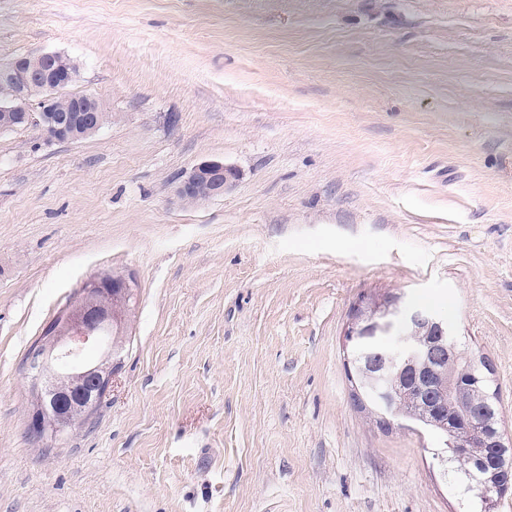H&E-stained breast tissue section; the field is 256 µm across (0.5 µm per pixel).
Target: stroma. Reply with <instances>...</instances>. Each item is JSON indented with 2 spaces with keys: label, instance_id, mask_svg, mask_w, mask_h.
<instances>
[{
  "label": "stroma",
  "instance_id": "1",
  "mask_svg": "<svg viewBox=\"0 0 512 512\" xmlns=\"http://www.w3.org/2000/svg\"><path fill=\"white\" fill-rule=\"evenodd\" d=\"M53 51L112 119L0 133V512H475L355 409L343 332L431 300L512 437V0H0V59ZM211 159L235 186L181 204ZM107 272L127 347L45 451L23 360ZM108 281L104 280L102 277L97 279H93L86 283L82 288V294L90 299H93L98 293L104 291L106 288H112V297L113 300L118 299H127L132 294L131 285L132 280L126 276H112V286H107L105 288H101L104 283Z\"/></svg>",
  "mask_w": 512,
  "mask_h": 512
}]
</instances>
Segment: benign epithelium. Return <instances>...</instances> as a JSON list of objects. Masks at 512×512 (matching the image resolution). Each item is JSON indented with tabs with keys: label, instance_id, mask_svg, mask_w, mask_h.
Instances as JSON below:
<instances>
[{
	"label": "benign epithelium",
	"instance_id": "1",
	"mask_svg": "<svg viewBox=\"0 0 512 512\" xmlns=\"http://www.w3.org/2000/svg\"><path fill=\"white\" fill-rule=\"evenodd\" d=\"M77 78V67L70 58L58 52H44L37 56H16L0 62V88L8 96L0 98V132L19 129L25 123L41 127L49 143L71 142L80 136L91 135L101 127L102 107L87 95H70L64 90ZM62 99L71 101L72 107L61 108ZM238 179L237 171L220 160H207L195 165L182 179L176 189L179 201L194 204L221 196L231 189ZM132 294V280L119 275L112 277V297L126 299ZM364 301L352 305L351 315L344 335L345 348L355 350L359 345L391 335L396 328H433L427 345H416L413 338L400 339L402 358L389 364L387 374L399 377L412 371V386L427 390L434 384L437 373L427 361L429 347L438 342L457 354L452 339L453 330L437 314L407 305L404 300L386 304L378 312L366 318L362 314ZM121 325V319L112 309L93 306L91 312L82 314L68 312L66 333L55 337L45 347L31 351L24 363L26 378L41 396L56 399L58 383L64 378H73L86 386L84 404L65 412L49 413L45 403H40L32 413L36 439L45 447H59L73 431L77 422L92 418L94 405L105 397L112 387V371L115 367L114 352L104 358L105 365L77 363L71 357L83 353L90 346H99L104 333L112 326ZM474 370V384L489 386L491 368L483 355L469 357ZM374 400L378 409V421L382 428L403 426L397 417L398 398L383 386L376 388ZM482 441L494 448H507L512 438L505 435L503 425H498L482 435ZM478 480L485 498L512 488V469L496 466L480 467Z\"/></svg>",
	"mask_w": 512,
	"mask_h": 512
}]
</instances>
